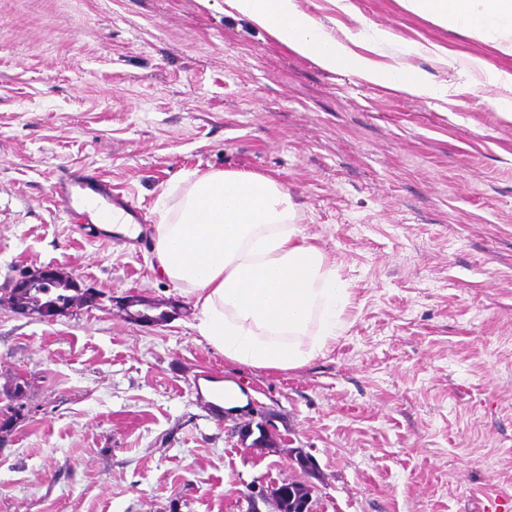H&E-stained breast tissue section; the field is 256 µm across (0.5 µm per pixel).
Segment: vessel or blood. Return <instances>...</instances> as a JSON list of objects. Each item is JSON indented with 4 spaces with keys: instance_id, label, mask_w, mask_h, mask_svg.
<instances>
[{
    "instance_id": "b4317fda",
    "label": "vessel or blood",
    "mask_w": 512,
    "mask_h": 512,
    "mask_svg": "<svg viewBox=\"0 0 512 512\" xmlns=\"http://www.w3.org/2000/svg\"><path fill=\"white\" fill-rule=\"evenodd\" d=\"M53 193L66 213L87 224L103 223L115 208L133 217L138 214L130 201L113 196L111 185L81 172L65 173L54 184Z\"/></svg>"
}]
</instances>
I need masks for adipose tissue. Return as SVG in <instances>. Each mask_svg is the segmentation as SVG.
I'll list each match as a JSON object with an SVG mask.
<instances>
[{
    "instance_id": "adipose-tissue-1",
    "label": "adipose tissue",
    "mask_w": 512,
    "mask_h": 512,
    "mask_svg": "<svg viewBox=\"0 0 512 512\" xmlns=\"http://www.w3.org/2000/svg\"><path fill=\"white\" fill-rule=\"evenodd\" d=\"M408 12L460 31L512 55V0H398ZM288 51L328 71L342 70L394 87L416 99L479 95L504 90L497 106L512 115V70L477 56H456L428 44L439 64H452L460 80L439 83L403 63L370 57L395 36L365 23L341 32L303 12L297 0H225ZM297 205L277 179L251 172L212 171L172 189L161 201L155 253L162 272L194 300L199 335L225 358L258 369H291L336 337L349 297L347 283L296 222ZM319 330L305 338L311 321Z\"/></svg>"
}]
</instances>
